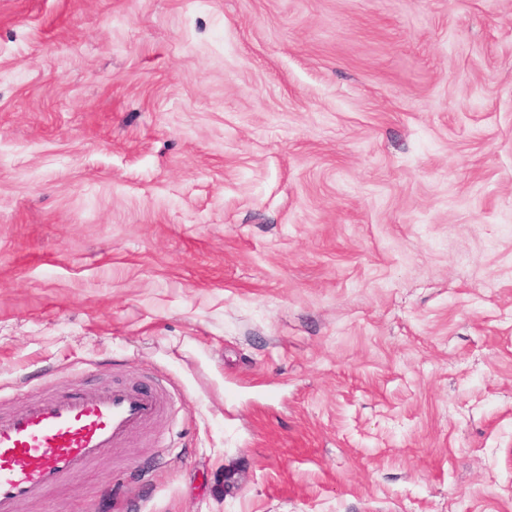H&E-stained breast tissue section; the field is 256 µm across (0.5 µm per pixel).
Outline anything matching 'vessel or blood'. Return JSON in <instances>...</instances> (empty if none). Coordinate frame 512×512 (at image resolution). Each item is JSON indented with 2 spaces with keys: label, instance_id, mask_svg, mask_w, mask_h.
Instances as JSON below:
<instances>
[{
  "label": "vessel or blood",
  "instance_id": "obj_1",
  "mask_svg": "<svg viewBox=\"0 0 512 512\" xmlns=\"http://www.w3.org/2000/svg\"><path fill=\"white\" fill-rule=\"evenodd\" d=\"M165 392L134 385L44 396L0 417V512H21L41 492L96 466L134 432L171 413Z\"/></svg>",
  "mask_w": 512,
  "mask_h": 512
}]
</instances>
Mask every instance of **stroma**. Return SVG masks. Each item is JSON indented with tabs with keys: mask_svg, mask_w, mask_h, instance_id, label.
<instances>
[{
	"mask_svg": "<svg viewBox=\"0 0 512 512\" xmlns=\"http://www.w3.org/2000/svg\"><path fill=\"white\" fill-rule=\"evenodd\" d=\"M158 374L22 512H512V0H0V414Z\"/></svg>",
	"mask_w": 512,
	"mask_h": 512,
	"instance_id": "obj_1",
	"label": "stroma"
}]
</instances>
